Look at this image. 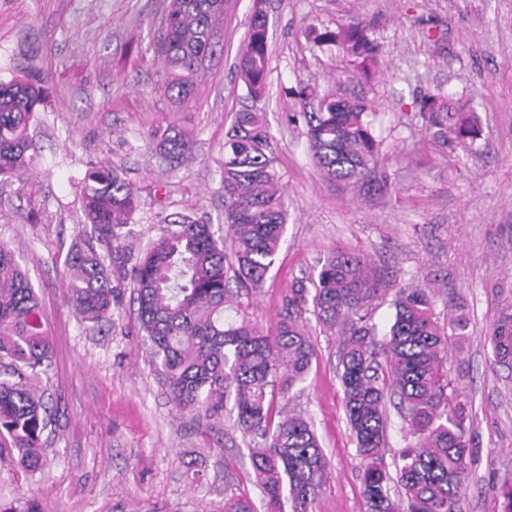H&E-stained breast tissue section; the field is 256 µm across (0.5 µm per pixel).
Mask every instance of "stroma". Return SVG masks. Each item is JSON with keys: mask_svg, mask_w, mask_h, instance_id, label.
Segmentation results:
<instances>
[{"mask_svg": "<svg viewBox=\"0 0 512 512\" xmlns=\"http://www.w3.org/2000/svg\"><path fill=\"white\" fill-rule=\"evenodd\" d=\"M169 0H0V81L21 71L49 74L31 133L40 147L27 181L0 182V241L27 271L44 312L50 366L34 381L50 412L43 464L0 460V512H224L233 495L262 512L246 443L228 419L196 421L170 403L137 320L132 288L111 322H83L67 295L66 260L84 226L79 191L106 161L139 190L124 241L138 254L160 233L159 213L224 225L220 185L224 138L245 103L235 62L253 0H229L224 53L194 108L177 119L194 136L177 167L145 134L167 107L152 89L160 66L148 45ZM269 75L266 120L289 220L274 271L243 309L275 334L289 283L317 274L334 250L360 253L382 278L372 305L379 328L392 322L391 294L435 285L434 313L465 305L470 326L448 366L472 408V482L464 512H502L512 484V375L492 364L488 333L512 303V0H266ZM360 22L379 46L371 80L353 74L338 50L313 48L309 26ZM371 104L382 139L376 174L391 188L365 195L324 179L311 165L298 81ZM445 92L473 108L482 136L440 148L420 102ZM315 357L290 409L312 423L330 466L315 512H365L360 464L346 425L338 374L340 339L316 320ZM203 472L195 484L188 469Z\"/></svg>", "mask_w": 512, "mask_h": 512, "instance_id": "35a3bbf8", "label": "stroma"}]
</instances>
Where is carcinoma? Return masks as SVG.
Masks as SVG:
<instances>
[{
  "instance_id": "carcinoma-1",
  "label": "carcinoma",
  "mask_w": 512,
  "mask_h": 512,
  "mask_svg": "<svg viewBox=\"0 0 512 512\" xmlns=\"http://www.w3.org/2000/svg\"><path fill=\"white\" fill-rule=\"evenodd\" d=\"M228 0H170L152 47L162 69L156 93L185 110L213 76L224 47ZM307 37L334 46L367 75L378 54L359 22ZM269 28L263 7L253 12L236 63V76L252 106L235 113L225 134L221 187L223 237L189 215L165 217L161 234L136 256L123 253L124 229L138 208L134 186L107 162L84 178L82 209L90 232L67 259L65 288L82 319L109 322L124 271L136 293L137 319L152 363L164 375L170 400L197 419L227 417L249 440L250 466L266 512H314L329 461L311 422L275 406V395L303 383L315 356L306 314L340 337L339 379L346 420L360 459L368 512H463L472 480L471 443L463 388L448 372V339L467 338L468 319L433 312L431 283L400 288L394 319L381 333L369 306L382 288L367 258L333 251L315 278H295L282 298L276 334L270 336L241 314V297L262 287L274 270L288 221L284 188L271 134L257 108L266 95ZM48 77L24 73L0 81V179L34 167L39 147L30 124L46 100ZM305 126L308 157L327 180L369 190L379 155L369 106L343 97L339 85L295 89ZM422 117L435 141L448 133L463 144L480 139L475 113L448 104L437 93L424 101ZM155 152L173 163L191 152L176 121L147 132ZM493 363L512 371V304L489 332ZM50 342L38 296L8 245L0 242V369L19 378L0 379V453L17 452L24 467L42 464L40 434L48 407L29 383L49 358ZM403 425L406 445L386 463L388 406ZM224 512H255L247 497L231 496Z\"/></svg>"
}]
</instances>
